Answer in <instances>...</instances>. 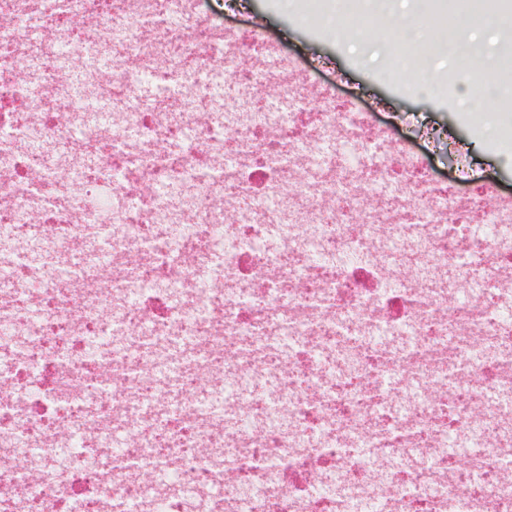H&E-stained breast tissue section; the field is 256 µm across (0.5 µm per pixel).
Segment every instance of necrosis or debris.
<instances>
[{"label":"necrosis or debris","instance_id":"necrosis-or-debris-1","mask_svg":"<svg viewBox=\"0 0 512 512\" xmlns=\"http://www.w3.org/2000/svg\"><path fill=\"white\" fill-rule=\"evenodd\" d=\"M224 33L190 0H0V238L22 248L0 265V512H349L356 499L512 512V408L498 400L512 393V197L440 187L397 138L369 165L363 122L325 99L303 124L229 106L197 120L218 74L308 96L262 45ZM108 46L111 77L72 89L65 61ZM146 84L182 95L157 112ZM328 140L345 166L322 154ZM47 145L88 167L59 180ZM359 174L374 195L400 183L377 217L346 191ZM104 223L106 251L82 261ZM34 241L55 253L53 276L30 265ZM218 251L222 273L200 286ZM109 331L111 350H89ZM173 336L192 346L170 394L150 355ZM282 336L293 355L267 360ZM268 374L282 414L241 397L227 419L204 413L202 390ZM403 374L421 395L389 390ZM452 442L471 444L467 465ZM60 447L72 465L20 463ZM147 463L165 480H144Z\"/></svg>","mask_w":512,"mask_h":512}]
</instances>
